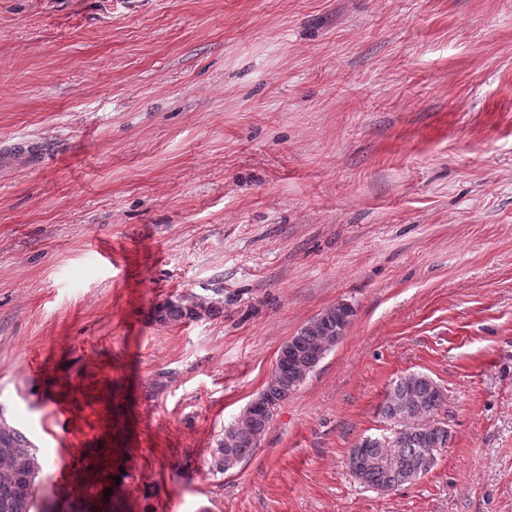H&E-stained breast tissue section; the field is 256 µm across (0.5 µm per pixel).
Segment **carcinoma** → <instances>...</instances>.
I'll list each match as a JSON object with an SVG mask.
<instances>
[{
  "instance_id": "1",
  "label": "carcinoma",
  "mask_w": 512,
  "mask_h": 512,
  "mask_svg": "<svg viewBox=\"0 0 512 512\" xmlns=\"http://www.w3.org/2000/svg\"><path fill=\"white\" fill-rule=\"evenodd\" d=\"M219 312L218 303L191 296L167 301L154 311L160 323L194 321ZM342 320L330 307L310 319L281 347L274 375L254 399L257 407L246 408L237 421L224 429L211 453V468L224 473L250 457L268 428L274 411L294 394L321 362L318 354L331 349L341 335ZM438 384L421 373L395 379L379 406L378 414L389 423L405 414L411 422L395 423L390 431L369 436L365 446L353 444L350 458L361 465L350 466L364 484L390 491L413 484L434 466L437 454L448 447V429L435 419L443 400ZM38 456L26 435L0 426V512H63L58 502L35 509L34 487L40 475Z\"/></svg>"
}]
</instances>
